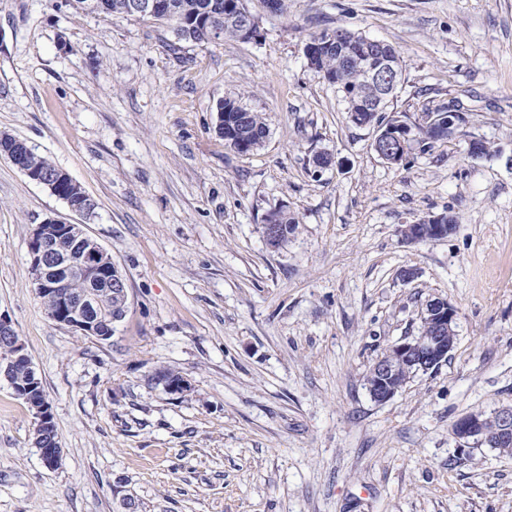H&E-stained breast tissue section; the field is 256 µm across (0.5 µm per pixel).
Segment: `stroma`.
Returning a JSON list of instances; mask_svg holds the SVG:
<instances>
[{
	"label": "stroma",
	"mask_w": 512,
	"mask_h": 512,
	"mask_svg": "<svg viewBox=\"0 0 512 512\" xmlns=\"http://www.w3.org/2000/svg\"><path fill=\"white\" fill-rule=\"evenodd\" d=\"M246 4L256 38L196 43L71 0H0V133L96 204L72 213L0 155V314L62 449L46 468L0 381V512H512V456L459 453L452 432L512 405V0ZM333 28L400 51L391 111L413 124L427 101H460L464 137L382 160L304 55ZM225 97L266 121L250 153L215 131ZM472 139L493 155L469 157ZM279 208L299 224L273 249ZM442 212L454 233L403 238ZM49 216L83 225L127 283L107 342L36 294L27 243ZM436 297L457 312L453 349L374 401L369 369ZM164 369L189 390L170 393Z\"/></svg>",
	"instance_id": "stroma-1"
}]
</instances>
